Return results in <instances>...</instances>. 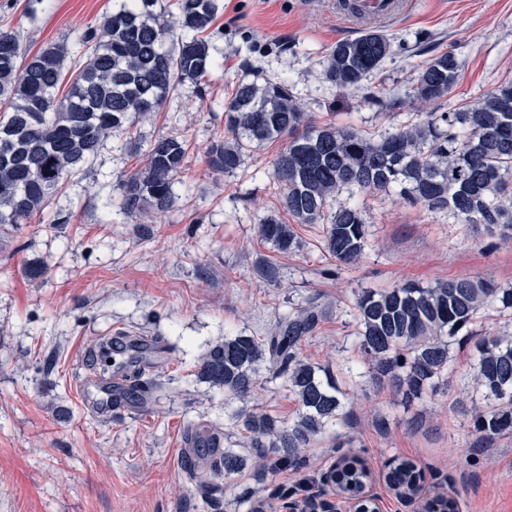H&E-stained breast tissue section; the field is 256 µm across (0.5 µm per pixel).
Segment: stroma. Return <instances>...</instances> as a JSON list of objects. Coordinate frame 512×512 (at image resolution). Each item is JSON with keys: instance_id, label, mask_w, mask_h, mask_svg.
I'll use <instances>...</instances> for the list:
<instances>
[{"instance_id": "1", "label": "stroma", "mask_w": 512, "mask_h": 512, "mask_svg": "<svg viewBox=\"0 0 512 512\" xmlns=\"http://www.w3.org/2000/svg\"><path fill=\"white\" fill-rule=\"evenodd\" d=\"M384 21L392 53L356 89L319 76L337 41L365 29L339 0H217L204 37L211 66L200 82L179 85L157 111L114 130L94 161L68 178L19 228L0 229V512H283L286 502H333L326 477L340 454L364 460L380 512H422L444 494L460 512H512V435L473 448V418L485 404L472 378V342L450 347L449 373L436 391L405 401L373 384L359 349L355 303L366 291L407 282L431 285L487 279L512 288V238L480 224L408 204L398 188L340 192L336 205L366 223L361 259L332 258L320 224H293L297 246L279 252L257 226L283 215L272 164L284 140L254 146L233 174L213 173L207 148L223 140L224 102L260 73L286 81L317 123L378 136L424 119L407 99L415 70L453 51L455 86L435 112H452L512 79V0H402ZM120 0H0V30L35 54L75 44ZM369 95L395 96L383 110ZM186 139L172 211L129 215L123 182L163 136ZM312 305L319 328L300 355L347 393L344 416L312 441L304 467L253 468L211 477V450L187 446L220 427L225 448L240 447L239 411L292 423L299 406L268 363L260 389L239 399L197 377L202 355L225 337L272 335L279 319ZM148 336L167 347L134 382L127 402L100 419L91 400L110 396L127 354L98 356L108 337ZM97 381L83 386L90 373ZM413 463L421 497L388 488L393 463Z\"/></svg>"}]
</instances>
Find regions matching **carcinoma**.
Segmentation results:
<instances>
[{
  "label": "carcinoma",
  "mask_w": 512,
  "mask_h": 512,
  "mask_svg": "<svg viewBox=\"0 0 512 512\" xmlns=\"http://www.w3.org/2000/svg\"><path fill=\"white\" fill-rule=\"evenodd\" d=\"M157 0H130L102 25L78 37V60L54 43L30 57L16 38L0 32V224L18 225L41 210L62 183L97 156L112 131L155 111L186 80L198 81L210 65V45L196 33L217 9L215 0H178L175 24L162 25L151 7ZM391 42L378 27L343 39L328 53L320 78L355 88L378 69ZM451 51L436 56L413 78L412 103L421 107L447 96L458 73ZM70 83L63 107L55 98L62 80ZM229 137L213 143L206 164L231 174L254 143L288 137L273 163L285 211L301 224L325 220L329 200L346 186L379 192L400 186L410 204L447 211L462 224H483L512 236V81L466 103L457 112L427 113V119L374 138L356 128L318 126L283 81L240 83L224 103ZM186 141L175 135L150 145L144 167L125 184L121 208L128 214L169 211L173 185L185 167ZM259 237L281 252L296 245L286 222L269 215ZM329 254L353 263L365 248L360 210L344 207L328 220ZM512 316V288L486 280L457 279L431 287L414 283L365 292L355 304L360 347L369 358V376L388 381L410 399L448 373L449 339L474 325L486 309ZM321 314L309 306L280 318L275 333L224 339L199 364V374L239 397L251 393L254 366L268 359L279 366L288 390L303 409L292 425L254 412L236 415L246 432V453L224 449L211 475H230L252 462L274 459L294 468L305 465L304 449L329 424L340 421L339 386L322 381L299 356L314 335ZM474 381L490 405L476 412V442L512 434V335L485 337L479 344ZM338 488L354 496L370 473L358 457L342 456L332 469ZM391 489L412 498L421 491L415 465L401 461L386 474ZM425 512H458L453 498L436 496Z\"/></svg>",
  "instance_id": "carcinoma-1"
}]
</instances>
